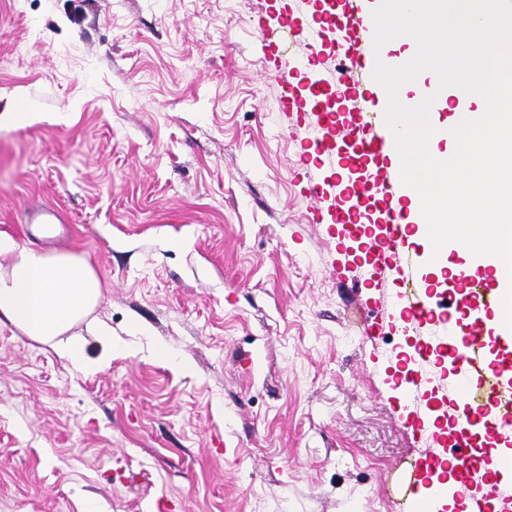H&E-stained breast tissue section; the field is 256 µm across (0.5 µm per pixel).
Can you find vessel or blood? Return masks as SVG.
Instances as JSON below:
<instances>
[{
	"label": "vessel or blood",
	"instance_id": "obj_1",
	"mask_svg": "<svg viewBox=\"0 0 512 512\" xmlns=\"http://www.w3.org/2000/svg\"><path fill=\"white\" fill-rule=\"evenodd\" d=\"M306 31L310 55L286 52L287 64L280 71L287 106L303 111L315 102L324 107L306 194L312 204H320L328 185L324 171L337 168L349 173L344 192L353 204L337 209V223L351 237L366 239L383 275L398 281L389 304L392 316L427 328L432 343L446 349L457 366L448 384L460 401L457 416L464 423L484 421V439L491 444L490 450L475 454L473 438L458 432L449 457H433L429 466L439 469L446 481L498 487L512 474V360L507 357L512 330L491 317L503 292L477 291L468 267L452 277L448 293L437 292L421 277L422 254L409 242L406 216L399 207L411 189L403 177L405 137L383 108L363 96L364 85L378 82L384 55V42L363 0H320ZM331 44L338 59L331 78L312 84L311 97L295 95V80L319 63L317 48ZM421 483V476H406L396 512H431L434 500L447 493L444 485L425 489Z\"/></svg>",
	"mask_w": 512,
	"mask_h": 512
}]
</instances>
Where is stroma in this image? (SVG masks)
<instances>
[{"label": "stroma", "mask_w": 512, "mask_h": 512, "mask_svg": "<svg viewBox=\"0 0 512 512\" xmlns=\"http://www.w3.org/2000/svg\"><path fill=\"white\" fill-rule=\"evenodd\" d=\"M304 0H0V234L103 282L78 371L0 324V512H394L432 455L391 280L306 196L314 114L258 28ZM59 241L24 237L27 208Z\"/></svg>", "instance_id": "1"}]
</instances>
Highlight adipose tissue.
<instances>
[{"instance_id": "ef3b65f1", "label": "adipose tissue", "mask_w": 512, "mask_h": 512, "mask_svg": "<svg viewBox=\"0 0 512 512\" xmlns=\"http://www.w3.org/2000/svg\"><path fill=\"white\" fill-rule=\"evenodd\" d=\"M431 0H380L370 17L374 28L386 38L405 37L416 25ZM449 22L457 36L462 56L474 64L463 83L447 84L444 71L435 73L432 88L439 104L456 112L469 103L482 104L481 122L461 138L452 152L429 150L441 132L431 118V108L407 98L393 72L419 69L422 57L385 60L379 83L386 93L388 118L409 134L403 160L405 178L415 186L409 193L407 221L435 225L440 237L455 238L461 226L471 228L478 248L512 261V240L491 238L486 224L512 222V30L501 23L481 26L482 12L471 10L467 0H445ZM407 17V26L398 18ZM0 258L8 259L0 273V321L9 322L24 336L50 346L66 356L81 371L95 369L84 359L79 344L65 335L85 320L97 306L101 282L84 261L50 255L20 245L0 234Z\"/></svg>"}]
</instances>
